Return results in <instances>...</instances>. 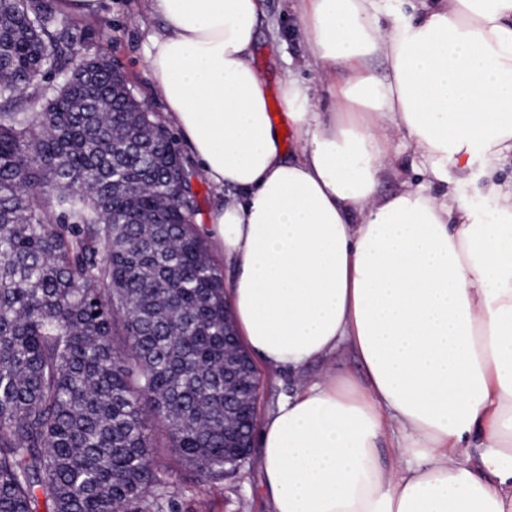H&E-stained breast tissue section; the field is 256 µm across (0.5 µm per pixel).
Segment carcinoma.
<instances>
[{"label":"carcinoma","mask_w":512,"mask_h":512,"mask_svg":"<svg viewBox=\"0 0 512 512\" xmlns=\"http://www.w3.org/2000/svg\"><path fill=\"white\" fill-rule=\"evenodd\" d=\"M53 0H0V512H180L242 463L257 372L177 140Z\"/></svg>","instance_id":"carcinoma-1"}]
</instances>
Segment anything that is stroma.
I'll list each match as a JSON object with an SVG mask.
<instances>
[{
	"label": "stroma",
	"instance_id": "obj_1",
	"mask_svg": "<svg viewBox=\"0 0 512 512\" xmlns=\"http://www.w3.org/2000/svg\"><path fill=\"white\" fill-rule=\"evenodd\" d=\"M77 38L75 52L84 49V33L97 37L98 46L122 60L138 97L148 102L157 114H164V103L150 95L151 80L144 65V54L152 33V24L142 20V0H95L87 14L71 15ZM254 64L263 76L269 99V110L280 115V80L290 76L306 82L314 91L320 111H329L332 99L328 80L315 66L300 26L296 0H267V12L257 31ZM261 386L257 416L265 418L276 401L290 394L296 385L295 375L259 365ZM177 492L181 512H269L263 490L257 454L224 481L207 484L190 470L174 469L167 473Z\"/></svg>",
	"mask_w": 512,
	"mask_h": 512
}]
</instances>
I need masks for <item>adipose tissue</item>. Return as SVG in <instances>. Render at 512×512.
Returning a JSON list of instances; mask_svg holds the SVG:
<instances>
[{
    "label": "adipose tissue",
    "instance_id": "ef3b65f1",
    "mask_svg": "<svg viewBox=\"0 0 512 512\" xmlns=\"http://www.w3.org/2000/svg\"><path fill=\"white\" fill-rule=\"evenodd\" d=\"M299 2L343 80L327 112L284 83L288 152L252 64L265 0H145L165 121L232 194L199 231L237 333L298 377L258 436L272 512H512V0ZM404 148L412 179L380 193ZM478 173L497 222L458 192Z\"/></svg>",
    "mask_w": 512,
    "mask_h": 512
}]
</instances>
